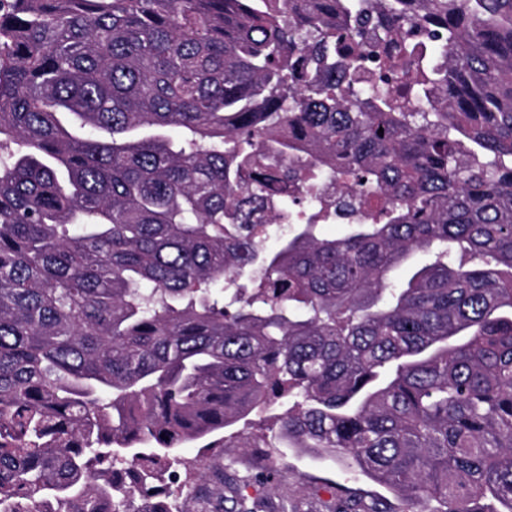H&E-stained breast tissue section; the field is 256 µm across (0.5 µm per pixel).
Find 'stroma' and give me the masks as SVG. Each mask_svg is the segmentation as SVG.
<instances>
[{
    "instance_id": "obj_1",
    "label": "stroma",
    "mask_w": 512,
    "mask_h": 512,
    "mask_svg": "<svg viewBox=\"0 0 512 512\" xmlns=\"http://www.w3.org/2000/svg\"><path fill=\"white\" fill-rule=\"evenodd\" d=\"M224 485L225 495L243 498L256 512H281L282 500L302 501L306 512H327L331 501L385 498L393 512H424L421 503L397 499L378 483L355 475L330 459L286 448H241Z\"/></svg>"
}]
</instances>
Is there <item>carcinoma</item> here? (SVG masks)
Instances as JSON below:
<instances>
[{"instance_id": "carcinoma-1", "label": "carcinoma", "mask_w": 512, "mask_h": 512, "mask_svg": "<svg viewBox=\"0 0 512 512\" xmlns=\"http://www.w3.org/2000/svg\"><path fill=\"white\" fill-rule=\"evenodd\" d=\"M282 397L262 446L512 512V0H0V512H245ZM283 408L275 407L269 413L264 414L262 417L250 414L242 418L236 425L230 428L224 435L228 436L229 433L235 432L248 436H255L261 433H267L265 427L272 425L275 422L274 416L282 412Z\"/></svg>"}]
</instances>
